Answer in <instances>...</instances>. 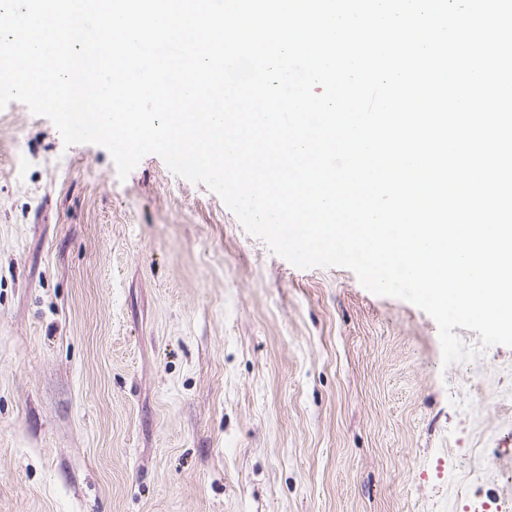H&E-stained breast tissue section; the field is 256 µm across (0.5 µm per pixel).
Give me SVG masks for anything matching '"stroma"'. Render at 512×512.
Listing matches in <instances>:
<instances>
[{
	"instance_id": "1",
	"label": "stroma",
	"mask_w": 512,
	"mask_h": 512,
	"mask_svg": "<svg viewBox=\"0 0 512 512\" xmlns=\"http://www.w3.org/2000/svg\"><path fill=\"white\" fill-rule=\"evenodd\" d=\"M300 269L155 154L0 110V512H474L512 500V347Z\"/></svg>"
}]
</instances>
